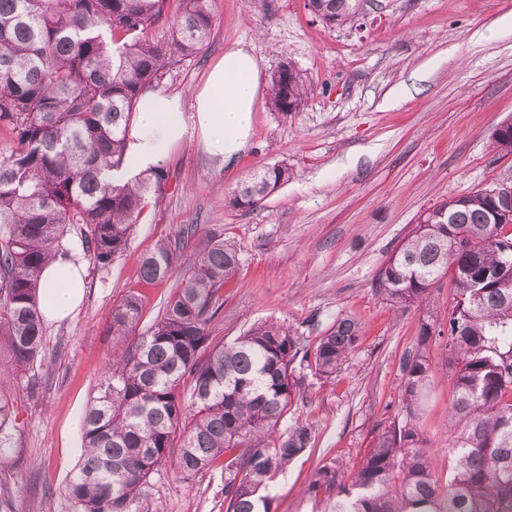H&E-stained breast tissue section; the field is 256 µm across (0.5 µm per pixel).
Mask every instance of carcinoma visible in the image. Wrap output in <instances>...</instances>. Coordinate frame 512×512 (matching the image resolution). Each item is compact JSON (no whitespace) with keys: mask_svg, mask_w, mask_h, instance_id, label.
<instances>
[{"mask_svg":"<svg viewBox=\"0 0 512 512\" xmlns=\"http://www.w3.org/2000/svg\"><path fill=\"white\" fill-rule=\"evenodd\" d=\"M308 2L329 25L357 12V0ZM211 3L0 0V125L14 139L0 152V351L8 354L0 378L30 371L42 352L40 274L67 255L65 228L86 225L83 250L106 267L125 251L148 200L165 193L162 167L123 183L110 173L127 163L139 96L208 44ZM304 97L301 73L283 63L271 77V109L298 112ZM492 145L512 154V128L496 129ZM293 177L286 164L265 166L228 204L254 208ZM182 248L179 238L158 242L141 260L140 279L166 280ZM239 266L233 244L214 242L148 329L105 366L82 421L83 457L66 486L79 512H132L158 468L170 463L192 476L221 461L225 512H270L275 477L311 440L303 425L275 436L296 394L292 365L302 347L294 328L274 320L212 344L208 325ZM446 276L454 289L447 448L424 446L419 433L431 387L427 346L442 336L424 322L402 362L400 418L377 435L348 483L324 466L308 485L313 497L334 494L331 512H512V176L421 215L377 280L387 300L420 305ZM143 313L141 295L128 294L112 310V336L127 337ZM361 331L351 318L337 320L315 348V371L335 374ZM445 451L452 465L443 482L435 464Z\"/></svg>","mask_w":512,"mask_h":512,"instance_id":"1","label":"carcinoma"}]
</instances>
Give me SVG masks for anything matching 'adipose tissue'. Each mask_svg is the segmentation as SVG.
Wrapping results in <instances>:
<instances>
[{
  "label": "adipose tissue",
  "instance_id": "adipose-tissue-1",
  "mask_svg": "<svg viewBox=\"0 0 512 512\" xmlns=\"http://www.w3.org/2000/svg\"><path fill=\"white\" fill-rule=\"evenodd\" d=\"M260 66L254 53L241 46L225 52L209 70L191 104L177 96L144 93L136 109V128L129 153L137 168L162 163L180 142L188 125H195L208 147L232 158L245 145L259 90ZM193 119H186V112ZM44 313L51 320L66 318L80 303L84 282L69 260L57 259L43 269Z\"/></svg>",
  "mask_w": 512,
  "mask_h": 512
}]
</instances>
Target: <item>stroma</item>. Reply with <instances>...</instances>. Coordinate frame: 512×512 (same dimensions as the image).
<instances>
[{"mask_svg":"<svg viewBox=\"0 0 512 512\" xmlns=\"http://www.w3.org/2000/svg\"><path fill=\"white\" fill-rule=\"evenodd\" d=\"M212 13L199 60L170 71L160 92L190 100L224 52L243 45L263 78L292 62L304 104L283 117L259 97L247 144L228 161L188 130L163 164V198L108 267L83 251L82 225L69 227L70 258L86 273L83 300L70 317L46 321L44 363L5 386L12 417L0 500L9 512H78L65 486L83 454L86 406L120 349L109 331L113 308L141 292L148 327L217 238L236 245L241 265L221 291L214 341L265 320L297 328L309 349L340 318L363 328L336 376L295 365L299 388L278 426H310L312 440L277 476L273 512H324L326 494L307 493L313 473L327 466L346 476L359 466L399 411L400 360L422 322L441 330L448 322L449 279L426 305H400L380 292V270L423 212L512 175V154L492 147L494 131L512 120V0H364L353 21L336 25L316 18L307 0H213ZM274 164L292 168L293 179L256 208L229 207L249 171ZM190 224L170 277L141 284L142 256ZM430 363L421 429L437 447L454 393L445 338L431 343ZM132 510L225 512L224 471L185 477L165 466Z\"/></svg>","mask_w":512,"mask_h":512,"instance_id":"35a3bbf8","label":"stroma"}]
</instances>
